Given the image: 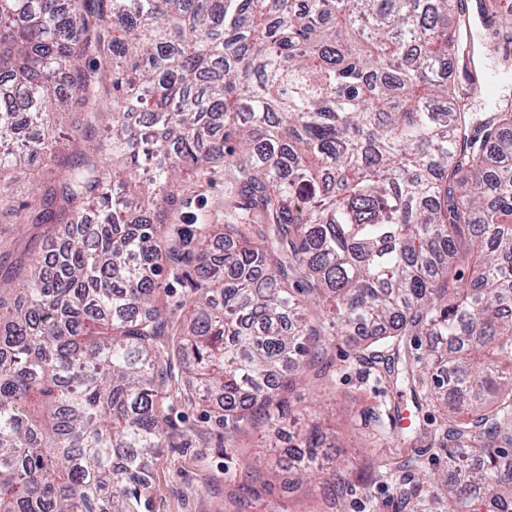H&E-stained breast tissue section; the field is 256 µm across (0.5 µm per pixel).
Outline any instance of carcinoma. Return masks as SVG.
I'll use <instances>...</instances> for the list:
<instances>
[{
	"mask_svg": "<svg viewBox=\"0 0 512 512\" xmlns=\"http://www.w3.org/2000/svg\"><path fill=\"white\" fill-rule=\"evenodd\" d=\"M464 10L0 0V178L53 166L29 201L0 189V216L54 254L0 280V512H150L163 406L208 407L228 439L271 426L356 329L362 362L432 339L388 386L448 409V481L403 482L401 504L512 509V106L469 112L484 89L442 74ZM493 15L512 31V0ZM217 161L222 224L167 191ZM143 181L163 193L146 219ZM323 441L315 422L288 449L296 485ZM350 487L332 471L322 512Z\"/></svg>",
	"mask_w": 512,
	"mask_h": 512,
	"instance_id": "carcinoma-1",
	"label": "carcinoma"
}]
</instances>
